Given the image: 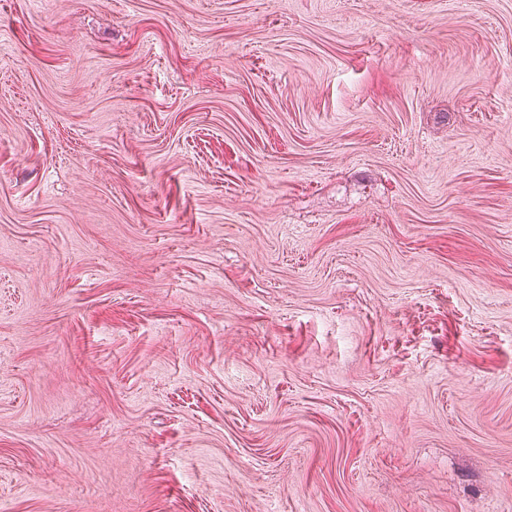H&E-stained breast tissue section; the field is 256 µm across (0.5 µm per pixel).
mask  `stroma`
<instances>
[{"mask_svg": "<svg viewBox=\"0 0 512 512\" xmlns=\"http://www.w3.org/2000/svg\"><path fill=\"white\" fill-rule=\"evenodd\" d=\"M0 512H512V0H0Z\"/></svg>", "mask_w": 512, "mask_h": 512, "instance_id": "1", "label": "stroma"}]
</instances>
